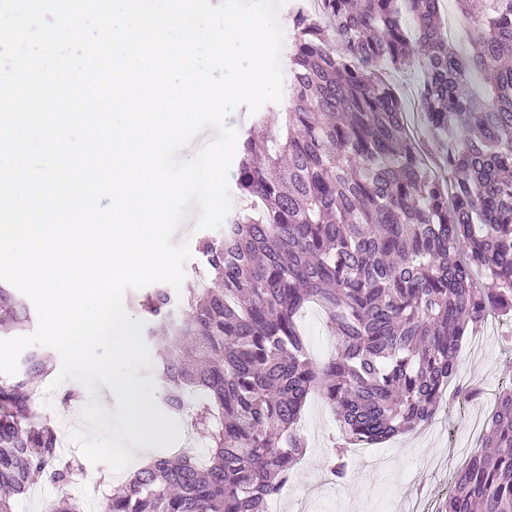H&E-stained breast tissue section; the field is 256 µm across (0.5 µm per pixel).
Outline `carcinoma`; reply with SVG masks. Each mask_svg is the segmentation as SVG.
Here are the masks:
<instances>
[{
	"mask_svg": "<svg viewBox=\"0 0 512 512\" xmlns=\"http://www.w3.org/2000/svg\"><path fill=\"white\" fill-rule=\"evenodd\" d=\"M454 2L474 29L468 51L448 40L441 0L298 4L288 107L259 113L240 143L236 185L250 208L200 243L205 287L138 300L147 335L163 341L168 409L204 394L192 409L208 461L155 457L112 490L107 512H267L306 448L298 423L314 391L341 425L328 465L342 482L343 449L387 441L453 403L463 339L492 311L512 318V0ZM417 54L451 183L411 140L381 71ZM311 302L334 348L323 363L298 325ZM27 322L26 303L0 285V332ZM53 371L37 350L0 383V512L42 478L66 487L83 473L54 428L33 424ZM441 512H512V381Z\"/></svg>",
	"mask_w": 512,
	"mask_h": 512,
	"instance_id": "1",
	"label": "carcinoma"
}]
</instances>
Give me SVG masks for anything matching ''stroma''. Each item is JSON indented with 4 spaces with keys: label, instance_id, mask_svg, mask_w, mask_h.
<instances>
[{
    "label": "stroma",
    "instance_id": "stroma-1",
    "mask_svg": "<svg viewBox=\"0 0 512 512\" xmlns=\"http://www.w3.org/2000/svg\"><path fill=\"white\" fill-rule=\"evenodd\" d=\"M387 74L404 102L410 134L426 148L431 167H438L439 159L419 100L422 64L391 67ZM197 214V207H190L187 220L173 237L174 242H187L191 251L184 265L182 287L186 290L199 285V242L221 234L217 228L195 230ZM511 378L512 323H482L464 339L459 371L449 385L453 391L461 386L480 388L481 398L465 401L460 409L437 411L431 422L386 442L350 449L348 476L341 483L326 467L337 418L330 409H318V397H311L300 421L307 448L292 479L274 500L278 512H436L455 473L481 446V433L469 428L471 414H489L501 383ZM90 397L77 381H66L52 394L38 393L35 419L64 433L76 428ZM83 467L94 474V481L62 490L40 482L29 494L16 499L14 512H51L54 503L66 495L83 502L93 499L99 506H106L113 486L125 481V474L111 473L106 465L88 461Z\"/></svg>",
    "mask_w": 512,
    "mask_h": 512
}]
</instances>
